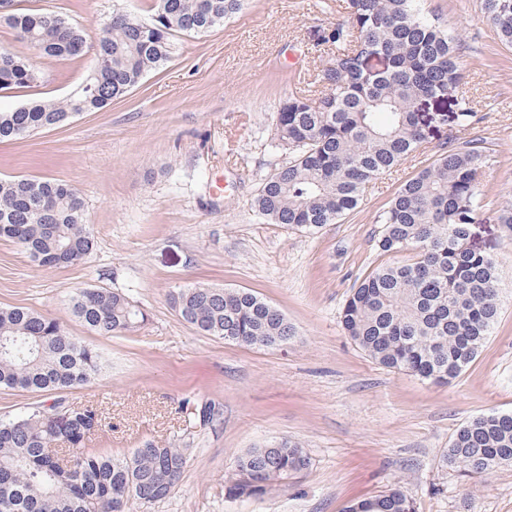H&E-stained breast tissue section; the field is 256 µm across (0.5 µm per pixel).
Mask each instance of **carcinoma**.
<instances>
[{
    "instance_id": "cac0c4a2",
    "label": "carcinoma",
    "mask_w": 512,
    "mask_h": 512,
    "mask_svg": "<svg viewBox=\"0 0 512 512\" xmlns=\"http://www.w3.org/2000/svg\"><path fill=\"white\" fill-rule=\"evenodd\" d=\"M244 0H154L147 17L118 11L94 52L102 61L74 95L0 112V142L56 127L82 112H98L124 96L148 72L171 59L178 34L202 35L232 18ZM420 0H347L350 22L322 36L329 63L310 97H290L276 115L288 164L271 174L255 199L273 224L316 233L354 210L369 185L426 141V123L468 130L476 112L457 103L451 115L424 118L421 102L445 97L461 79L458 47L428 19ZM483 18L512 48V0H482ZM0 24L41 57H76L81 31L54 13L0 12ZM375 56L383 68L366 71ZM41 72L31 56L0 49V90L25 88ZM484 151L467 141L407 180L379 216L376 247L414 253L382 264L360 279L342 311L354 343L385 368L447 384L475 360L496 324L498 277L491 257L469 244L479 206ZM18 243L39 266L73 265L94 247L84 202L55 180H0V238ZM199 333L247 347L275 348L295 330L276 307L248 289L187 285L170 297ZM74 317L102 335L131 332L146 315L119 288H81ZM100 369L97 351L53 318L24 307L0 308V388L30 393L79 389ZM102 414L87 405H36L0 420V512H131L166 499L189 456L184 448L146 443L115 459L88 450ZM444 462L477 478L512 465V413L489 412L457 429ZM298 443L252 448L235 465L225 496L262 497L308 469ZM346 512H415L399 484Z\"/></svg>"
}]
</instances>
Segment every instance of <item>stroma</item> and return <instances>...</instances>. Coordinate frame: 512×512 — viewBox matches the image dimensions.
<instances>
[{
  "instance_id": "1",
  "label": "stroma",
  "mask_w": 512,
  "mask_h": 512,
  "mask_svg": "<svg viewBox=\"0 0 512 512\" xmlns=\"http://www.w3.org/2000/svg\"><path fill=\"white\" fill-rule=\"evenodd\" d=\"M152 0H17L57 12L95 46L114 9L148 16ZM455 38L464 74L428 111L468 100L488 164L471 242L492 256L501 313L463 373L445 385L387 369L346 335L341 313L359 278L385 263L378 217L398 188L431 165L450 135L432 125L423 147L379 176L337 223L306 235L264 220L254 200L288 162L275 116L329 59L324 28L347 20L344 0H246L200 36L177 40L173 58L124 97L64 125L0 143V179L61 181L85 203L95 245L80 262L44 268L0 238V307L57 320L93 346L101 369L63 392L70 404H100L111 430L89 448L115 457L146 442L186 448L189 462L165 500L136 512H342L402 483L416 512H512V467L478 479L447 468L456 430L491 411H512V49L481 17L480 0H421ZM93 54L40 59V80L0 91V111L62 99L78 90ZM186 285L246 288L278 308L295 337L248 348L205 336L170 302ZM120 288L147 320L114 336L88 331L71 314L79 288ZM214 419L200 424L196 406ZM299 443L312 465L285 489L225 496L236 460L253 448Z\"/></svg>"
}]
</instances>
